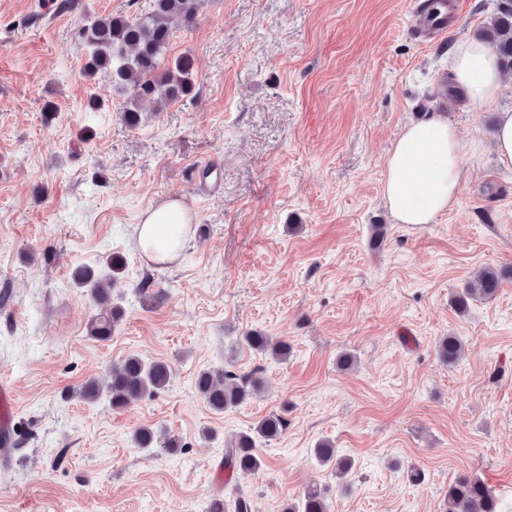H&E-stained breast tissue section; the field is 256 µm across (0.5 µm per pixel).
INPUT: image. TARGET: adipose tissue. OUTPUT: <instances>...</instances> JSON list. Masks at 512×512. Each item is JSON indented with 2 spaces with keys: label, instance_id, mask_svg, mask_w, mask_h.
I'll list each match as a JSON object with an SVG mask.
<instances>
[{
  "label": "adipose tissue",
  "instance_id": "obj_1",
  "mask_svg": "<svg viewBox=\"0 0 512 512\" xmlns=\"http://www.w3.org/2000/svg\"><path fill=\"white\" fill-rule=\"evenodd\" d=\"M451 80L473 103L494 101L503 88L497 55L483 40H458ZM463 160L455 127L435 115L404 126L385 162L384 199L397 223H433L458 199ZM191 217L182 203L146 210L135 228L137 245L150 260H173L188 240Z\"/></svg>",
  "mask_w": 512,
  "mask_h": 512
}]
</instances>
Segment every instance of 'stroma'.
I'll list each match as a JSON object with an SVG mask.
<instances>
[{"instance_id": "stroma-1", "label": "stroma", "mask_w": 512, "mask_h": 512, "mask_svg": "<svg viewBox=\"0 0 512 512\" xmlns=\"http://www.w3.org/2000/svg\"><path fill=\"white\" fill-rule=\"evenodd\" d=\"M496 5L464 0L434 43L409 32L417 0H199L168 50L193 58L194 92L133 127L127 92L85 76L79 31L152 0H0V379L15 390L0 512H205L238 496L283 512L312 484L329 512H447L468 473L512 512V169L492 130L512 110V71L488 104L435 94L454 44ZM435 114L461 144L458 200L433 223H395L386 156ZM201 163L223 172L215 194L191 176ZM173 199L192 234L157 264L133 230ZM111 256L123 317L103 342L72 273ZM485 266L509 274L458 314L452 297ZM252 330L288 339V360L243 345ZM444 336L465 344L456 365L437 355ZM130 355L165 361L168 386L120 411L76 398ZM218 367L263 388L214 412L194 378ZM271 413L286 425L260 444L263 468L227 485L226 439ZM145 426L180 449L139 447ZM323 440L352 460L345 478L316 462Z\"/></svg>"}]
</instances>
